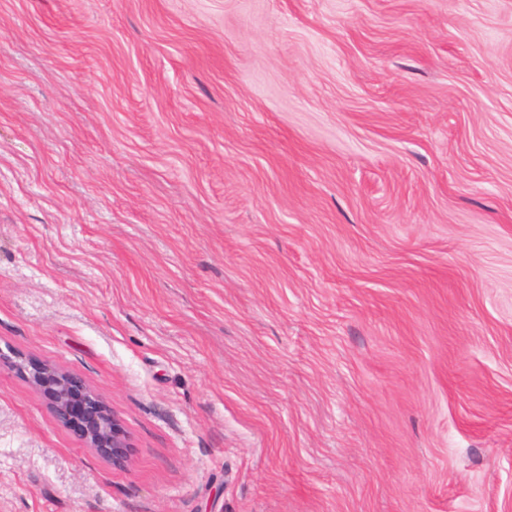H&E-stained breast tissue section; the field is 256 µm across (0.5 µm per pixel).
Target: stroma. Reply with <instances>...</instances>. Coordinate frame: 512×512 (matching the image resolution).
Wrapping results in <instances>:
<instances>
[{
  "instance_id": "obj_1",
  "label": "stroma",
  "mask_w": 512,
  "mask_h": 512,
  "mask_svg": "<svg viewBox=\"0 0 512 512\" xmlns=\"http://www.w3.org/2000/svg\"><path fill=\"white\" fill-rule=\"evenodd\" d=\"M0 512H512V0H0ZM18 366L28 371V379L44 394L58 423L77 429L86 447L112 460V465L124 466L132 451L128 435L91 388L72 374L46 364L25 360Z\"/></svg>"
}]
</instances>
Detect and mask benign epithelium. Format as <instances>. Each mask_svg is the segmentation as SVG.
Segmentation results:
<instances>
[{"mask_svg": "<svg viewBox=\"0 0 512 512\" xmlns=\"http://www.w3.org/2000/svg\"><path fill=\"white\" fill-rule=\"evenodd\" d=\"M19 367L28 371L34 388L42 392L55 420L79 432L86 447L97 455L123 466L131 455L132 445L120 421L103 400L72 374L27 360Z\"/></svg>", "mask_w": 512, "mask_h": 512, "instance_id": "1", "label": "benign epithelium"}]
</instances>
